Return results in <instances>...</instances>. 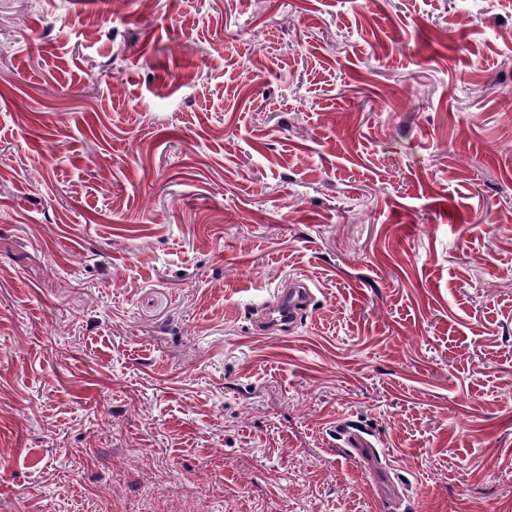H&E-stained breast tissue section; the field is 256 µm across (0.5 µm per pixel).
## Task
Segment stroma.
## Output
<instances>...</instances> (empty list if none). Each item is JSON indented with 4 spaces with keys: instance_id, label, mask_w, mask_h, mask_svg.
<instances>
[{
    "instance_id": "obj_1",
    "label": "stroma",
    "mask_w": 512,
    "mask_h": 512,
    "mask_svg": "<svg viewBox=\"0 0 512 512\" xmlns=\"http://www.w3.org/2000/svg\"><path fill=\"white\" fill-rule=\"evenodd\" d=\"M0 0V512H512V0ZM305 280L294 332L254 307ZM336 434L342 443L340 446L349 448L350 455L357 459L374 454L377 448H381L379 440L373 433L355 425L352 421L340 424Z\"/></svg>"
}]
</instances>
